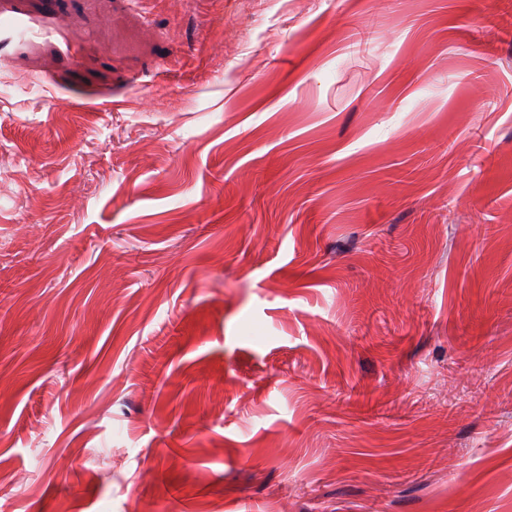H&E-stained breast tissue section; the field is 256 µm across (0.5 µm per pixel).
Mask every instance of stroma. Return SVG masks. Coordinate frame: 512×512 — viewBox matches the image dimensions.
<instances>
[{
  "label": "stroma",
  "mask_w": 512,
  "mask_h": 512,
  "mask_svg": "<svg viewBox=\"0 0 512 512\" xmlns=\"http://www.w3.org/2000/svg\"><path fill=\"white\" fill-rule=\"evenodd\" d=\"M143 504L512 512V0H0V512Z\"/></svg>",
  "instance_id": "35a3bbf8"
}]
</instances>
